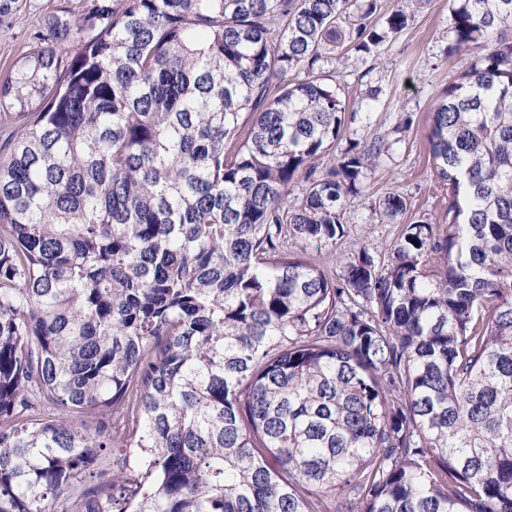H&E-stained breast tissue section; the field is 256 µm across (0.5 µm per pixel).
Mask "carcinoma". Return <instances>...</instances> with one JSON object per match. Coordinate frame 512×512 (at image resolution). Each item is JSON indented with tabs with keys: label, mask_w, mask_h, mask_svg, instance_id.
<instances>
[{
	"label": "carcinoma",
	"mask_w": 512,
	"mask_h": 512,
	"mask_svg": "<svg viewBox=\"0 0 512 512\" xmlns=\"http://www.w3.org/2000/svg\"><path fill=\"white\" fill-rule=\"evenodd\" d=\"M412 2L83 0L29 31L0 80V512H512V0H451L480 56L431 115L448 223L337 276L288 249L336 247L390 147L332 153L315 65Z\"/></svg>",
	"instance_id": "cac0c4a2"
}]
</instances>
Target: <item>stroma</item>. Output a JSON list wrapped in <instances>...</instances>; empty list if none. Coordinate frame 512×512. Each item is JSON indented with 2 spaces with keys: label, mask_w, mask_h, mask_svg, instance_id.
Here are the masks:
<instances>
[{
  "label": "stroma",
  "mask_w": 512,
  "mask_h": 512,
  "mask_svg": "<svg viewBox=\"0 0 512 512\" xmlns=\"http://www.w3.org/2000/svg\"><path fill=\"white\" fill-rule=\"evenodd\" d=\"M30 3V10L17 14L10 27H0V75L23 53L38 15L62 7L78 10L80 0ZM452 23L450 0H422L414 6L407 26L387 40L376 57L356 53L344 39L335 53L318 63L319 74L335 86L349 111L370 100L375 103L369 120L353 121L349 132L362 142L382 135L391 144L377 166L367 171L362 194L350 201L346 236L332 250L309 246L308 257L327 269H341L360 248H390L404 224L447 223L448 191L433 172L427 133L438 97L469 63L467 55L448 49ZM405 116L412 119L407 128L399 125ZM394 187L407 196L408 209L393 221L375 210L374 203Z\"/></svg>",
  "instance_id": "35a3bbf8"
}]
</instances>
